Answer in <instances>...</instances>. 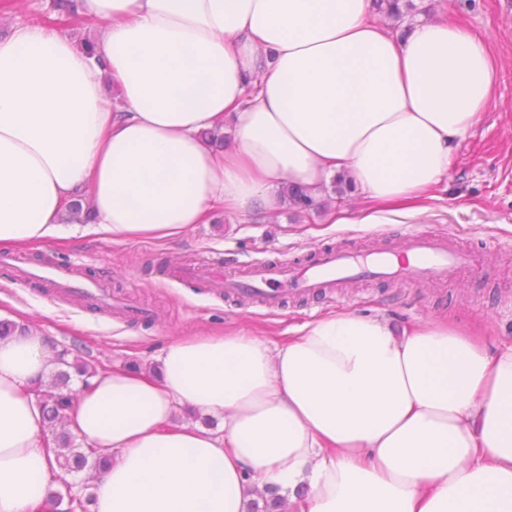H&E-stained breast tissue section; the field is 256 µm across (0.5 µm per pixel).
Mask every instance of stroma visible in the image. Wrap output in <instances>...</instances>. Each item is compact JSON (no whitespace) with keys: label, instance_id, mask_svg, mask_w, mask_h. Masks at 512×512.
<instances>
[{"label":"stroma","instance_id":"35a3bbf8","mask_svg":"<svg viewBox=\"0 0 512 512\" xmlns=\"http://www.w3.org/2000/svg\"><path fill=\"white\" fill-rule=\"evenodd\" d=\"M416 13L389 28L398 32L424 19H448L482 34L497 60L500 80L484 116L452 159L437 187L436 199L412 227L430 234H452L458 246L482 249L481 271L462 270L448 280L420 279L410 284L363 280L348 285L334 301L320 296L296 298L281 307L239 304L223 286L172 270L215 266L242 269L257 259L308 262L335 247L366 251L379 245L403 248L399 224L326 223L332 186L311 209L281 208L260 217L215 213L173 244L76 238L20 249L21 263L0 265V317L38 327L52 343L80 347L97 365L156 364L162 349L179 336L245 331L271 339L288 326L334 311L384 313L395 322L444 317L477 320L491 338L512 341V0H414ZM61 0H26L24 13L0 0V30L15 23L53 24ZM52 260L80 265V277L106 288L112 305L92 308L79 296H60L52 284L34 282L26 273ZM119 302L150 308V317L131 322L118 314Z\"/></svg>","mask_w":512,"mask_h":512}]
</instances>
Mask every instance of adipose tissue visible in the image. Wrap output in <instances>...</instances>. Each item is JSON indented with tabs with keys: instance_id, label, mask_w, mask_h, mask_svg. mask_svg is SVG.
<instances>
[{
	"instance_id": "adipose-tissue-1",
	"label": "adipose tissue",
	"mask_w": 512,
	"mask_h": 512,
	"mask_svg": "<svg viewBox=\"0 0 512 512\" xmlns=\"http://www.w3.org/2000/svg\"><path fill=\"white\" fill-rule=\"evenodd\" d=\"M72 9L92 52L54 24L0 38V247L176 242L339 174L360 201L330 223L397 224L424 214L499 81L475 30L394 32L370 0ZM78 199L94 223H67ZM52 359L38 330L0 339V512H40L58 482L32 388ZM68 421L109 460L92 512H252L274 491L288 512H512V343L476 325L339 311L281 342L178 338L157 368H99Z\"/></svg>"
}]
</instances>
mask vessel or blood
Here are the masks:
<instances>
[{
  "label": "vessel or blood",
  "mask_w": 512,
  "mask_h": 512,
  "mask_svg": "<svg viewBox=\"0 0 512 512\" xmlns=\"http://www.w3.org/2000/svg\"><path fill=\"white\" fill-rule=\"evenodd\" d=\"M403 251L408 260L399 265L389 262L383 251L368 258L330 249L322 251L310 265L259 260L233 275L219 274L210 268L198 269L195 275L205 281L223 283L225 293L245 294L254 303L274 306L293 295L334 294L336 288L349 279L415 280L429 273L445 278L473 264L472 253L459 249L450 235L432 236L406 231Z\"/></svg>",
  "instance_id": "obj_1"
}]
</instances>
